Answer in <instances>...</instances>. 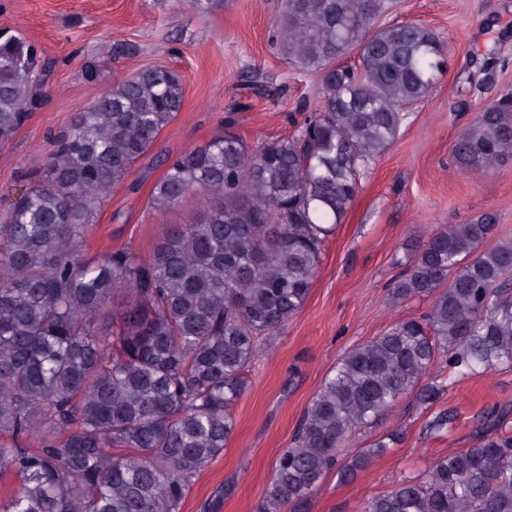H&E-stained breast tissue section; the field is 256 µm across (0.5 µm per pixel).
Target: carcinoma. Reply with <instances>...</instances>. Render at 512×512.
<instances>
[{"instance_id":"cac0c4a2","label":"carcinoma","mask_w":512,"mask_h":512,"mask_svg":"<svg viewBox=\"0 0 512 512\" xmlns=\"http://www.w3.org/2000/svg\"><path fill=\"white\" fill-rule=\"evenodd\" d=\"M397 0H282L272 38L294 68L321 76L319 104L293 134L253 148L234 126L163 160L148 206L196 195L203 217L177 224L146 257L82 249L112 188L184 105L181 77L151 67L95 96L53 135L35 185L0 222V474L5 512H179L195 476L224 452L231 407L261 340L303 307L323 242L361 180L396 139L405 109L445 68V44L420 23L379 25ZM357 55L347 65L342 59ZM51 62L0 34V144L45 96ZM512 155V94L478 113L453 162L484 171ZM496 215L425 235L390 299H431L347 351L278 457L259 512H308L330 469L352 479L378 443L353 435L416 391L436 359L450 375L512 366V242L487 247ZM121 293L120 308L113 305ZM433 413L430 431L453 423ZM487 420L469 448L402 478L364 512H512V432Z\"/></svg>"}]
</instances>
